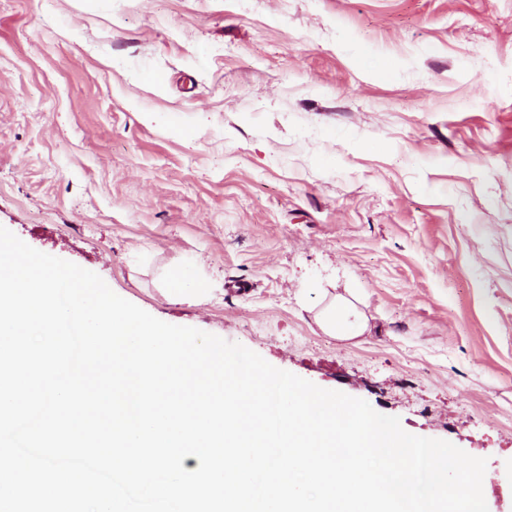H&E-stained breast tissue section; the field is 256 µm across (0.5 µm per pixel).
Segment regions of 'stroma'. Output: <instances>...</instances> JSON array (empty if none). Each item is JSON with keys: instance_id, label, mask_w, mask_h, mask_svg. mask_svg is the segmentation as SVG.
Instances as JSON below:
<instances>
[{"instance_id": "stroma-1", "label": "stroma", "mask_w": 512, "mask_h": 512, "mask_svg": "<svg viewBox=\"0 0 512 512\" xmlns=\"http://www.w3.org/2000/svg\"><path fill=\"white\" fill-rule=\"evenodd\" d=\"M0 226L486 459L512 512V0H0ZM166 291L173 296L195 294L203 290L201 284L181 270H174L166 276ZM316 320L325 333L340 340L364 336L368 329L364 313L343 295H335L324 304Z\"/></svg>"}]
</instances>
